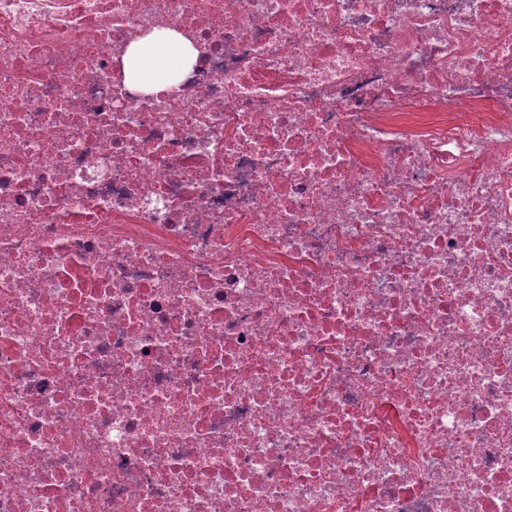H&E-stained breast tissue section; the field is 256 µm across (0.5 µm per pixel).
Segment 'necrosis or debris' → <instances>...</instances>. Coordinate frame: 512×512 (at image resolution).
<instances>
[{
	"instance_id": "4bbe7bcc",
	"label": "necrosis or debris",
	"mask_w": 512,
	"mask_h": 512,
	"mask_svg": "<svg viewBox=\"0 0 512 512\" xmlns=\"http://www.w3.org/2000/svg\"><path fill=\"white\" fill-rule=\"evenodd\" d=\"M0 512H512V0H0ZM196 52L181 34L155 30L128 47L125 56L126 77L130 84L153 92L169 86L171 77L188 70Z\"/></svg>"
}]
</instances>
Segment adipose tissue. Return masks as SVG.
Instances as JSON below:
<instances>
[{
  "label": "adipose tissue",
  "instance_id": "ef3b65f1",
  "mask_svg": "<svg viewBox=\"0 0 512 512\" xmlns=\"http://www.w3.org/2000/svg\"><path fill=\"white\" fill-rule=\"evenodd\" d=\"M196 52L181 34L156 31L128 47L125 56L126 77L130 84L153 92L169 86L172 76L188 70Z\"/></svg>",
  "mask_w": 512,
  "mask_h": 512
}]
</instances>
